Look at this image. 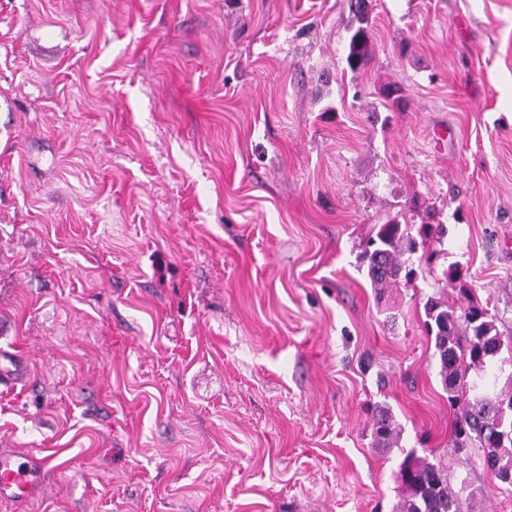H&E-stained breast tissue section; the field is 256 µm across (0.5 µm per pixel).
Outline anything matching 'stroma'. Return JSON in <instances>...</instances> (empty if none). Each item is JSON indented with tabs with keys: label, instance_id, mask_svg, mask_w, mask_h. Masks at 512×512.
I'll return each instance as SVG.
<instances>
[{
	"label": "stroma",
	"instance_id": "obj_1",
	"mask_svg": "<svg viewBox=\"0 0 512 512\" xmlns=\"http://www.w3.org/2000/svg\"><path fill=\"white\" fill-rule=\"evenodd\" d=\"M370 2L353 71L349 0H0V512H392L409 452L512 512L424 314L512 339V0ZM392 218L446 233L377 291ZM371 436L379 448L390 449L399 439V431L388 409L380 408L372 418ZM49 459L30 453L0 455V498L26 503L41 491Z\"/></svg>",
	"mask_w": 512,
	"mask_h": 512
}]
</instances>
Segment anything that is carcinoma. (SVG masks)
I'll return each mask as SVG.
<instances>
[{
    "mask_svg": "<svg viewBox=\"0 0 512 512\" xmlns=\"http://www.w3.org/2000/svg\"><path fill=\"white\" fill-rule=\"evenodd\" d=\"M350 7L359 26L350 37L347 63L357 69L371 57L364 27L369 0H350ZM444 234L441 224L421 225L416 237L409 225L396 219L375 225L360 253L371 284L379 287L401 279L411 282L414 270L403 256L416 253L419 243L439 241ZM424 309L448 403L460 408L448 446L466 460L471 459L472 449H478L482 465L501 485L512 488V419H507V412H512V374L508 375L511 385L496 389L498 360L504 347L497 318L473 305L455 307L432 297ZM371 436L380 448L390 449L397 443L399 431L389 410L380 408L373 415ZM397 480L403 492L397 512H460L459 493L465 490L466 479L460 480L459 489H453L448 468L441 463L409 453L399 465Z\"/></svg>",
    "mask_w": 512,
    "mask_h": 512,
    "instance_id": "cac0c4a2",
    "label": "carcinoma"
}]
</instances>
